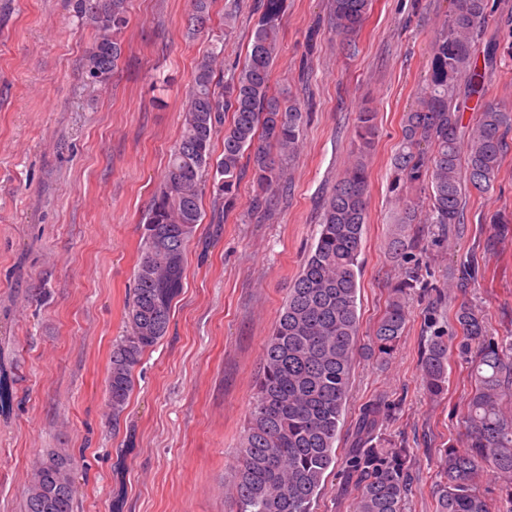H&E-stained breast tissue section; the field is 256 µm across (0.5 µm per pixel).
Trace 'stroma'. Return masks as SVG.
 Returning a JSON list of instances; mask_svg holds the SVG:
<instances>
[{
	"mask_svg": "<svg viewBox=\"0 0 512 512\" xmlns=\"http://www.w3.org/2000/svg\"><path fill=\"white\" fill-rule=\"evenodd\" d=\"M260 0H213L207 31L190 34L191 0H128L124 53L103 85L82 63L94 40L70 0H0V512H21L39 455L67 448L80 461L76 512H231L230 488L263 350L321 222V201L353 159L362 107L376 114L357 290L360 345L344 425L315 512H352L345 458L364 402L390 411L385 443L408 455L404 512H435L441 458L463 430L465 358L452 356L448 396L418 380L430 320L454 304L484 315L492 335L512 334V235L478 240L490 219L512 218V131L495 188L471 194L459 231L429 225L424 287L406 299L407 323L384 361L366 346L403 263L393 257L392 162L401 118L424 88L449 0H373L360 33L337 37L330 0H284L274 86L309 106L299 152L268 212L251 209L242 182L221 231L200 224L169 330L135 371L127 408L113 417L105 380L125 331L145 216L181 131L197 60L224 37L217 81L243 64ZM238 13L232 32L224 13ZM320 21L316 51L306 34ZM479 268L453 284L464 263Z\"/></svg>",
	"mask_w": 512,
	"mask_h": 512,
	"instance_id": "1",
	"label": "stroma"
}]
</instances>
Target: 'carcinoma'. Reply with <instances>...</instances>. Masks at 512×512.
<instances>
[{"label": "carcinoma", "instance_id": "carcinoma-1", "mask_svg": "<svg viewBox=\"0 0 512 512\" xmlns=\"http://www.w3.org/2000/svg\"><path fill=\"white\" fill-rule=\"evenodd\" d=\"M127 0H73L75 14L96 31L85 72L105 83L122 55L116 34L127 23ZM191 26L211 21V0H191ZM372 0H331L336 34L363 28ZM281 0H266L253 27L250 51L239 73L216 91L214 75L224 49L214 46L196 63L181 135L143 226L134 288L126 304L125 334L112 345L106 381L112 415L126 409L135 370L144 353L167 334L171 305L183 286L188 243L203 223V189H216L213 223L237 206L240 182L258 188L252 206L270 210L299 148L305 106L273 92V63ZM512 30L490 26L488 0H450L436 38L431 80L403 115L402 149L394 158L392 187L403 183L424 194L428 211L403 199L391 241L405 262L392 286L373 344L390 357L406 327L407 290L423 286L418 255L425 251L426 224L448 233L464 223L466 194L493 189L507 152L512 112L483 103L486 83ZM480 102L475 125L463 122L471 101ZM232 112L225 122V112ZM222 136L224 154L212 163ZM376 136L375 113L359 112L358 158L323 198L317 243L295 279L271 336L264 345L250 419L234 470L233 512H314L325 473L336 461L334 444L344 423L359 322V259L368 207L364 162ZM469 365L470 392L462 417L463 448L448 445L436 492V512H495L478 485L487 469L504 481L512 501V336H493L487 322L462 302L451 330L430 323L421 351L419 380L430 397L448 392L452 341ZM389 404L383 396L361 408L345 461L353 512H403L410 492L406 448H378ZM78 461L67 448H53L32 468L22 512H74Z\"/></svg>", "mask_w": 512, "mask_h": 512}]
</instances>
